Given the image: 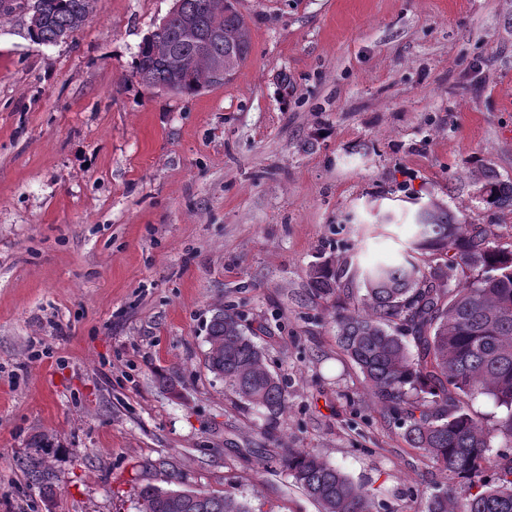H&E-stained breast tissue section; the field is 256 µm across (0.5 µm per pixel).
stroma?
Returning <instances> with one entry per match:
<instances>
[{
    "mask_svg": "<svg viewBox=\"0 0 512 512\" xmlns=\"http://www.w3.org/2000/svg\"><path fill=\"white\" fill-rule=\"evenodd\" d=\"M172 6L95 0L53 45L0 20V512H138L161 459L252 512H319L264 447L426 512L451 479L371 398L307 269L397 261L430 201L512 242L470 181L512 179V0H238L250 55L194 96L134 76ZM229 305L287 386L270 441L205 366ZM42 435L49 503L17 466Z\"/></svg>",
    "mask_w": 512,
    "mask_h": 512,
    "instance_id": "1",
    "label": "stroma"
}]
</instances>
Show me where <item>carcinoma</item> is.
<instances>
[{
    "label": "carcinoma",
    "mask_w": 512,
    "mask_h": 512,
    "mask_svg": "<svg viewBox=\"0 0 512 512\" xmlns=\"http://www.w3.org/2000/svg\"><path fill=\"white\" fill-rule=\"evenodd\" d=\"M40 22L28 27L36 43L50 45L65 30L76 32L93 12L94 0H44ZM201 25L205 45L183 38L187 19ZM251 49L243 15L226 0H181L151 42L138 47L135 77L140 83L177 94L208 88L212 68L236 72ZM177 69L171 71L170 58ZM475 197L512 212V183L501 181L488 165L471 172ZM346 268L328 261L308 269L313 296L329 300L342 291ZM361 307H342L334 319L338 345L362 374L374 399L403 429L409 447L432 466L477 489L459 497L437 489L427 512H512V456L493 453L501 436L512 443V242L462 222L439 203L417 221L416 234L395 265H376L359 273ZM245 313L215 311L207 328L205 365L245 405L265 417L271 437L288 405V391L272 372ZM485 395L500 409L493 425L474 417L467 399ZM264 465L285 471L320 512H374L364 487L315 449L271 454L248 448ZM54 448L43 437L17 466L39 497L56 496ZM493 468L494 482L476 484ZM174 488L151 482L139 488V512H252L230 491L198 493L187 507L166 496Z\"/></svg>",
    "instance_id": "obj_1"
}]
</instances>
